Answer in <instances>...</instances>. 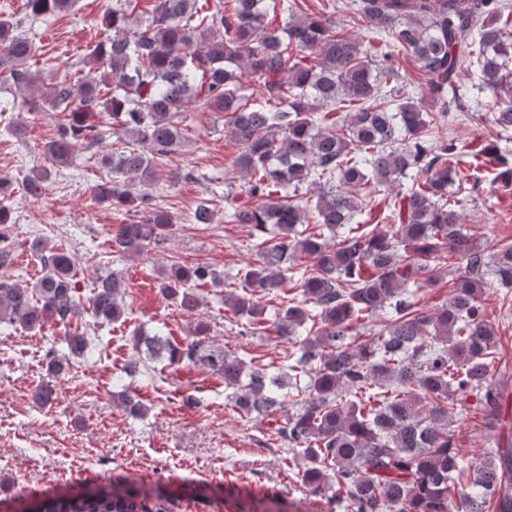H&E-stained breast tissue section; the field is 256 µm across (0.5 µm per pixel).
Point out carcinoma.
<instances>
[{
  "instance_id": "cac0c4a2",
  "label": "carcinoma",
  "mask_w": 512,
  "mask_h": 512,
  "mask_svg": "<svg viewBox=\"0 0 512 512\" xmlns=\"http://www.w3.org/2000/svg\"><path fill=\"white\" fill-rule=\"evenodd\" d=\"M75 0H24L26 16L65 12ZM115 0L103 19L112 31L89 63L100 71L79 83H40L24 65L32 40L13 16L0 17V74L25 86L29 112H66L45 146L55 165L69 163L76 145L92 147L104 131L91 112L112 119L122 147L103 158L112 178L94 197L116 210L134 207L137 223L119 225L112 254L135 259L171 235L174 219L154 203V156L184 142L178 117L195 104L224 113L227 133L241 146L239 168L249 176L250 201L233 207L232 224H247L257 259L224 277L237 284L224 306L248 318L251 334L270 326L293 344L286 364L261 365L215 347L198 325L179 346L159 335L134 334V347L171 364H201L224 380L240 418L282 414L275 435L302 455L303 483L327 489L328 512H453L465 473L448 419L461 409L488 427L502 424L512 375L497 369L498 337L480 298L487 288H512V244L487 254L464 231L471 199H448V186L471 177L482 158L498 159L502 187L512 167L494 142L463 153L446 134L460 112L485 108L502 132L512 130V0H351L354 17L376 35L364 45L336 31L324 13L299 0L283 4L287 21H267L278 2L265 0ZM420 65L428 97L395 65L391 45ZM262 80L246 94L241 70ZM473 83H458L462 71ZM488 90L482 102L473 91ZM343 110L341 120L332 118ZM308 184L316 193L300 195ZM386 228L365 227L374 194L389 192ZM9 210L0 204V268L14 261L7 241ZM314 222L308 235L297 226ZM339 241L331 244L325 233ZM41 275L32 285L0 282V324L36 331L80 315L76 258L33 242ZM465 262L448 301L434 312L419 295L451 273L448 258ZM161 295L192 313L194 288L221 280L206 266L173 263L159 272ZM291 282L298 293L283 297ZM128 283L101 275L88 298L92 318L115 324L124 316ZM386 325L351 348L379 313ZM67 352L47 353V371L61 375L87 356L75 332ZM124 388L112 394L130 415H144ZM473 471L478 491L467 512H512V445L495 442ZM167 499L148 505L132 486L87 497H46L39 512H167Z\"/></svg>"
}]
</instances>
